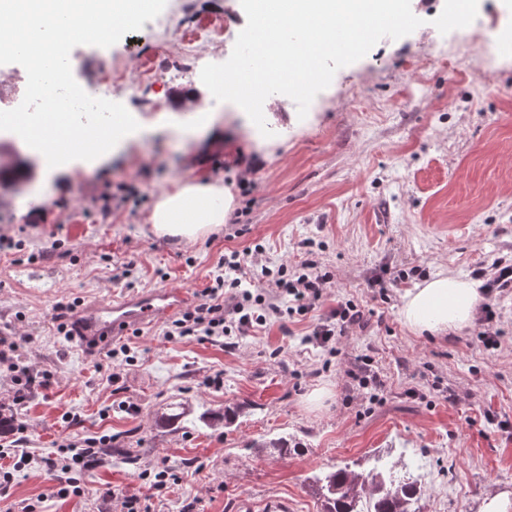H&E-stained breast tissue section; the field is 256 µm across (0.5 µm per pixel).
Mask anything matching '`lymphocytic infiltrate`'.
Returning <instances> with one entry per match:
<instances>
[{
    "mask_svg": "<svg viewBox=\"0 0 512 512\" xmlns=\"http://www.w3.org/2000/svg\"><path fill=\"white\" fill-rule=\"evenodd\" d=\"M221 265L222 273L217 274L212 285L206 288L203 300L172 320L166 328V336L230 338L266 327L274 319L283 320L296 313L306 314L313 310L332 280L330 272L318 271L309 262L297 265L292 271L283 264L275 269L265 265L257 269L235 251L225 254ZM254 279L272 288L273 300H266L264 295L252 294L244 288V281ZM362 317L354 302L341 303L329 320L315 326L310 340L320 346H328L336 338L344 336L349 327L359 323ZM19 350L18 340L0 336V371L11 375L19 391L47 387L48 377L34 375L30 369L19 367ZM99 445V439L73 436L66 440L70 455L53 454L45 457L44 463L66 473L76 467L87 469L97 463Z\"/></svg>",
    "mask_w": 512,
    "mask_h": 512,
    "instance_id": "lymphocytic-infiltrate-1",
    "label": "lymphocytic infiltrate"
}]
</instances>
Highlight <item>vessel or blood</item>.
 Instances as JSON below:
<instances>
[{"label": "vessel or blood", "mask_w": 512, "mask_h": 512, "mask_svg": "<svg viewBox=\"0 0 512 512\" xmlns=\"http://www.w3.org/2000/svg\"><path fill=\"white\" fill-rule=\"evenodd\" d=\"M190 300V292L182 288L128 294L88 308L76 316L74 324L77 336L84 342L122 336L130 329L166 318L186 306Z\"/></svg>", "instance_id": "obj_1"}]
</instances>
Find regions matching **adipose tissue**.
Listing matches in <instances>:
<instances>
[{
    "label": "adipose tissue",
    "instance_id": "1",
    "mask_svg": "<svg viewBox=\"0 0 512 512\" xmlns=\"http://www.w3.org/2000/svg\"><path fill=\"white\" fill-rule=\"evenodd\" d=\"M232 201L229 188L221 183L179 180L174 191L156 200L151 230L158 236L197 241L223 223ZM482 301L476 281L440 272L405 292L401 315L414 333L438 336L469 325Z\"/></svg>",
    "mask_w": 512,
    "mask_h": 512
}]
</instances>
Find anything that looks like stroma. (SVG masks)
Listing matches in <instances>:
<instances>
[{
	"mask_svg": "<svg viewBox=\"0 0 512 512\" xmlns=\"http://www.w3.org/2000/svg\"><path fill=\"white\" fill-rule=\"evenodd\" d=\"M422 24L380 40L339 69L300 121L295 102L274 95L273 135L256 146V126L239 106H218L211 130L181 129L186 91L210 92L196 69L165 77L170 60L230 57L246 25L240 0H167L168 25L145 22L132 40L101 54L79 45L73 60L90 78L102 64L121 72L113 101L140 125L91 165L48 167L17 135L0 133V154H20L31 180L0 184V331L22 334L24 365L51 386L18 406L6 453L40 458L69 435L119 438L140 460L121 459L66 475L34 464L0 492V512H120L121 496L143 512H323L315 480L340 467L417 466L419 512H483L512 496V293L495 303L498 345L479 327L419 337L403 323L401 298L450 271L471 277L493 259L512 262V52L483 44L481 26L512 24V0H473L454 23L450 0H410ZM224 24V40L188 43L201 17ZM161 77L141 83L143 62ZM226 167L213 169V156ZM257 158L253 187L239 186L238 157ZM219 182L233 194L224 222L193 243L155 235L149 216L176 180ZM127 183L147 196L136 211L100 223L96 199ZM262 244V262L315 261L332 271L324 298L305 315L223 339H168L164 323L90 346L58 333L65 301L103 304L129 292L183 288L201 297L226 251ZM353 301L366 329L351 328L332 349L304 341L336 308ZM369 358L381 386L362 389L350 372ZM221 385H212L213 377ZM319 402H310L314 391ZM184 402L195 412L248 403L233 424L162 427L157 413ZM288 436L281 457L263 440ZM168 471L153 488L146 469ZM82 492L59 496L68 480Z\"/></svg>",
	"mask_w": 512,
	"mask_h": 512,
	"instance_id": "1",
	"label": "stroma"
}]
</instances>
